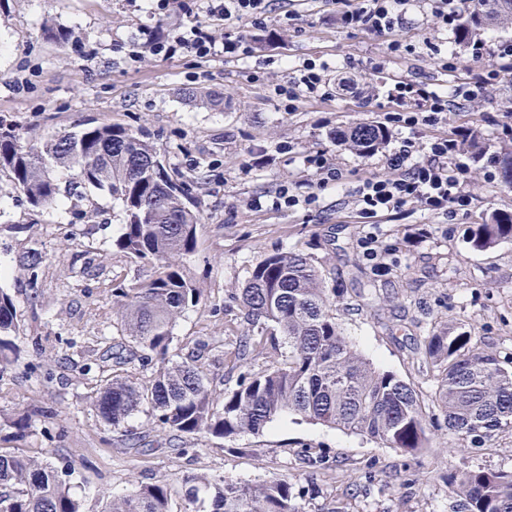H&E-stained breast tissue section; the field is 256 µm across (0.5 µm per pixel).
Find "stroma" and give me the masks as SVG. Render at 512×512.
I'll use <instances>...</instances> for the list:
<instances>
[{"label":"stroma","instance_id":"obj_1","mask_svg":"<svg viewBox=\"0 0 512 512\" xmlns=\"http://www.w3.org/2000/svg\"><path fill=\"white\" fill-rule=\"evenodd\" d=\"M276 14L297 19L273 46L252 57H220L201 64L188 53L169 59L141 51L130 58L145 27L166 31L183 25L179 9L152 14L149 0H0V117L36 140L80 131L87 122L117 123L144 134L161 158L194 181L201 216L185 271L204 289L205 305L177 318L170 353L197 356L209 376L234 387L233 335L242 310L230 294L247 281L266 255L299 250L321 263L327 287L336 291L338 318L354 347L375 367L413 382L425 410H432L434 383L416 350L436 322L465 324L482 346L512 360V238L474 249L473 230L495 213L512 212V186L484 179L485 168L505 144L480 120L484 112L512 113V75L487 96L448 114L449 127L468 124L485 140V156L472 159L465 189L468 211L441 222L407 211L369 225L357 223L347 190L320 191L318 202L293 212L253 211L247 200L274 194L281 183L305 180L306 153L324 151L350 172V182L383 169L382 161L345 149L337 130L384 121L388 93L405 79L424 81L455 96L472 59L465 44L438 29L428 0H411L402 30L414 52L385 59L386 37L340 26L332 0H273ZM73 30L61 46L44 34V23ZM430 48H423L422 40ZM455 49L463 67L442 70L436 51ZM308 59L332 66L354 64L355 79L370 96L354 98L332 89L287 110L272 88ZM261 80H253V72ZM210 88L224 95L213 110L181 97L180 89ZM269 161L249 172L250 152ZM99 216L87 221L88 203ZM429 235L417 239L420 227ZM122 229L119 202L95 191L89 201L63 199L52 212L34 211L0 173V288L14 299L19 362L0 368V448L14 455L68 463L84 512L140 486L169 479L173 512H184V480L224 476L259 484L276 476L294 479L298 512H459L451 476L469 470L512 471V430L482 443L455 445L445 428L432 427V446L410 455L367 437L287 415L263 433L194 440L187 454L145 413L115 431L91 408L99 380L118 374L101 356L120 336L112 290L149 278L151 265L130 260L114 245ZM376 234L391 246L384 268L364 257L362 238ZM42 262L36 274L26 264ZM375 281L365 291L366 281ZM29 419L17 432L18 417ZM146 437L148 451L123 447L126 437ZM319 458V467L308 458Z\"/></svg>","mask_w":512,"mask_h":512}]
</instances>
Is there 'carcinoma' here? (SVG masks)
<instances>
[{
	"label": "carcinoma",
	"mask_w": 512,
	"mask_h": 512,
	"mask_svg": "<svg viewBox=\"0 0 512 512\" xmlns=\"http://www.w3.org/2000/svg\"><path fill=\"white\" fill-rule=\"evenodd\" d=\"M460 32L465 41L486 21L512 27V0H463ZM198 105L224 108V94L209 89L186 93ZM380 125L360 123L338 132L350 150L365 154L385 144ZM58 168L70 172L62 183ZM0 171L12 189L37 211L64 197L87 199L91 190L118 201L123 231L117 249L153 264L154 273L113 289L124 336L107 349L118 365L140 358L151 375L142 380L114 375L100 381L92 406L107 426L119 429L146 412L156 426L183 440L180 452L200 436L233 438L259 434L282 414L366 436L386 447L418 454L429 447V425L414 383L373 366L347 340L336 317L335 294L326 288L319 261L299 251L274 252L253 268L238 299L247 330L239 337L233 367L236 386L213 397V380L197 360L169 355L180 313L203 301L180 257L194 251L201 217L193 185L174 177L147 138L115 123L33 143L0 118ZM512 236V214H494L471 235L484 250ZM18 316L12 296L0 288V362L18 359L12 336ZM419 353L435 383L433 405L448 435L479 442L512 430V371L500 356L481 347L466 325L438 323ZM274 356L255 370L252 361ZM67 466L24 459L0 450V512H82L71 492ZM187 505L205 512H297L294 483L286 475L250 485L224 476L187 480ZM461 512H512V472L470 470L450 483ZM171 483L161 479L105 504L101 512H171Z\"/></svg>",
	"instance_id": "obj_1"
}]
</instances>
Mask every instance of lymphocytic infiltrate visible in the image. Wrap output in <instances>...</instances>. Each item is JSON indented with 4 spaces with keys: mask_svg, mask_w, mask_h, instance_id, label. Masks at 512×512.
Masks as SVG:
<instances>
[{
    "mask_svg": "<svg viewBox=\"0 0 512 512\" xmlns=\"http://www.w3.org/2000/svg\"><path fill=\"white\" fill-rule=\"evenodd\" d=\"M336 17L348 29L373 35L391 34L387 46L389 55L406 51L403 39L394 35L402 22L409 0H334ZM270 0H214L211 11L224 20L246 22V30L227 34L217 40L209 23L190 21L180 30L159 34L145 28L139 47L154 56L168 59L189 53L208 62L219 54L234 56L251 52L248 29L263 30L274 25L288 28L295 19L288 13L273 17ZM475 63L460 90L465 101H473L489 92L512 73V42L493 44L479 39L470 44ZM330 66L315 61L298 66L294 77L274 87L275 95L296 105L307 98H321L329 83ZM394 104L386 116V128L406 130L397 147L385 156L384 173L360 179L352 191L359 218H390L408 209H418L434 217H448L470 207L472 198L464 183L469 169L464 143L467 129L458 127L443 132L448 119L449 101L446 95L431 89L422 81L397 83L390 93ZM305 167L313 178L301 183L288 181L280 185L274 196H256L250 201L253 210L275 209L292 211L317 203L319 189L344 185L347 172L324 152L306 154Z\"/></svg>",
    "mask_w": 512,
    "mask_h": 512,
    "instance_id": "f902f5d3",
    "label": "lymphocytic infiltrate"
}]
</instances>
